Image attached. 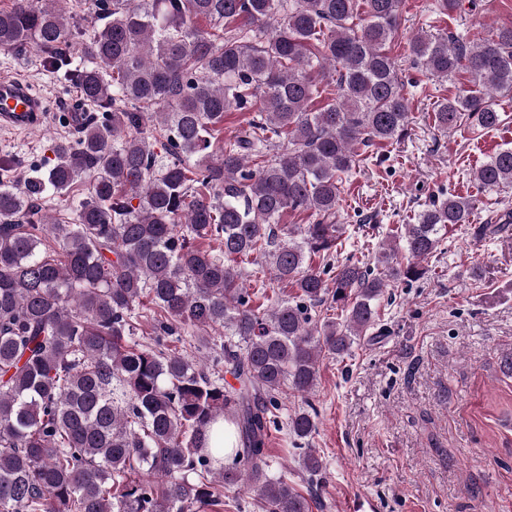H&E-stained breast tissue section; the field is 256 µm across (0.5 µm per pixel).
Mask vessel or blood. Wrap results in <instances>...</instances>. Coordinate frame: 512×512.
<instances>
[{
    "label": "vessel or blood",
    "instance_id": "obj_1",
    "mask_svg": "<svg viewBox=\"0 0 512 512\" xmlns=\"http://www.w3.org/2000/svg\"><path fill=\"white\" fill-rule=\"evenodd\" d=\"M46 120L44 99L20 77L0 75V133L31 132Z\"/></svg>",
    "mask_w": 512,
    "mask_h": 512
}]
</instances>
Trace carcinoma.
<instances>
[{
    "label": "carcinoma",
    "instance_id": "1",
    "mask_svg": "<svg viewBox=\"0 0 512 512\" xmlns=\"http://www.w3.org/2000/svg\"><path fill=\"white\" fill-rule=\"evenodd\" d=\"M93 2L88 32L39 0L0 9V48L40 49L87 107L45 168L0 184V512H221L224 490L242 487L263 512H311L269 475L280 397L313 393L319 363L351 356L375 325L387 283L423 278L421 262L475 209L443 194L374 262H338L342 175L364 160L360 147L397 141L410 123L386 51L403 0ZM409 56L441 82L467 75L470 86L437 105L439 129L500 126L512 25L476 42L423 29ZM331 85L337 97L312 109ZM228 112L255 117L217 146ZM473 180L512 186V149ZM80 186L67 217L42 214L46 197ZM290 211L313 221L283 228ZM247 264L298 293L246 287ZM324 306L341 315L317 313ZM143 317L149 336L138 335ZM193 337L210 363L173 347ZM221 418L237 437L228 466L208 447ZM286 428L308 480H321L313 404Z\"/></svg>",
    "mask_w": 512,
    "mask_h": 512
}]
</instances>
